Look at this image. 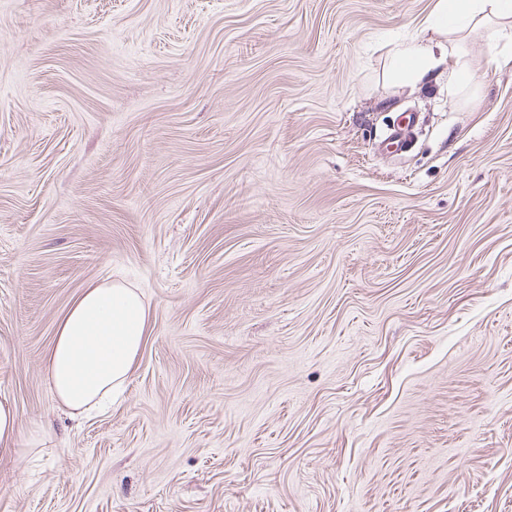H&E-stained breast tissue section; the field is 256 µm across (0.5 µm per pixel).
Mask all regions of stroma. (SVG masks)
<instances>
[{
    "mask_svg": "<svg viewBox=\"0 0 512 512\" xmlns=\"http://www.w3.org/2000/svg\"><path fill=\"white\" fill-rule=\"evenodd\" d=\"M433 0H0V512H512V46L383 83ZM418 113L413 145L384 137ZM122 278L111 410L46 382ZM469 62L465 55L458 53L453 69L448 72V95L460 94L459 98L468 102L471 98V84L464 79L468 76ZM119 280L88 284L57 324L44 366L56 400L72 415L112 405L146 341L149 308ZM21 435L18 429L15 408L9 399H0V451H15Z\"/></svg>",
    "mask_w": 512,
    "mask_h": 512,
    "instance_id": "stroma-1",
    "label": "stroma"
}]
</instances>
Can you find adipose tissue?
I'll list each match as a JSON object with an SVG mask.
<instances>
[{"mask_svg": "<svg viewBox=\"0 0 512 512\" xmlns=\"http://www.w3.org/2000/svg\"><path fill=\"white\" fill-rule=\"evenodd\" d=\"M477 27L491 28L494 37L512 43V0H435L426 19L429 38L392 47L387 81L418 89L444 73L449 93L470 100L465 55H457L450 72L442 67L449 47ZM149 325V308L136 288L112 279L83 288L60 317L45 353L56 400L74 415L111 405L133 371Z\"/></svg>", "mask_w": 512, "mask_h": 512, "instance_id": "1", "label": "adipose tissue"}]
</instances>
